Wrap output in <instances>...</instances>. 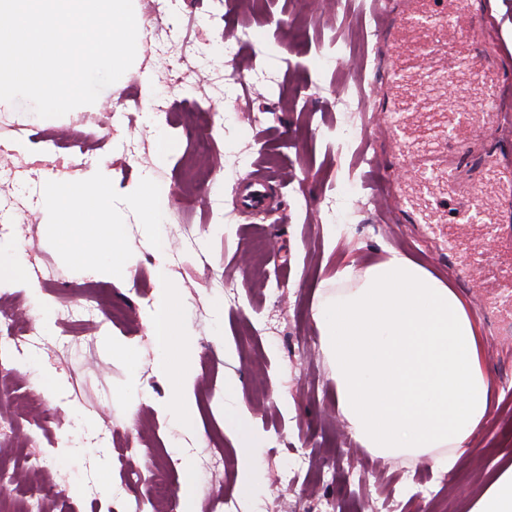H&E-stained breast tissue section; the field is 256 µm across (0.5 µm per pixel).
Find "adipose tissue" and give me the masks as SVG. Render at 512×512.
<instances>
[{"mask_svg": "<svg viewBox=\"0 0 512 512\" xmlns=\"http://www.w3.org/2000/svg\"><path fill=\"white\" fill-rule=\"evenodd\" d=\"M338 290L313 319L336 364L338 406L352 438L381 456L432 453L434 471H451L493 407V380L471 307L443 280L396 250L355 275L336 273ZM240 389L224 378V431L240 450L238 470L254 478L264 440ZM468 512H512V465Z\"/></svg>", "mask_w": 512, "mask_h": 512, "instance_id": "ef3b65f1", "label": "adipose tissue"}]
</instances>
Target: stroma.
I'll use <instances>...</instances> for the list:
<instances>
[{
    "label": "stroma",
    "instance_id": "stroma-1",
    "mask_svg": "<svg viewBox=\"0 0 512 512\" xmlns=\"http://www.w3.org/2000/svg\"><path fill=\"white\" fill-rule=\"evenodd\" d=\"M172 0L157 15L152 0H135L143 38L124 81L104 89L90 106L57 118L0 112V143L11 150L14 175H0V201L28 192L31 204L0 223V243H28L31 285L19 286L0 272V293L13 308L42 307L52 317L49 334L12 341V375L0 402L35 394L57 415L38 446L48 458V474H31L13 488L23 498L31 486L58 487L52 512H126L147 486L125 484L127 472L144 468L141 448L129 447L142 418L157 429L153 445L168 466L163 478L173 493L193 494L201 512L232 501V512H293L300 500L333 507L354 503L362 512H468V506L500 470L512 464V311L493 298L489 268L512 255L489 256L488 267L473 255L496 238L493 205L506 190L481 159L498 148L503 135L489 132L474 152L476 162L452 185L479 222L381 224L368 187L365 154L387 155L389 146L372 123L375 40H354L349 24L375 27V0H344L340 11L306 8L302 0ZM211 14L210 26L188 29L190 13ZM480 12L497 63L512 72V0H482ZM180 62L170 74L159 60ZM159 77V97L171 110L161 127L145 123L134 109L144 98L140 76ZM488 88L451 79L437 98L450 122L471 112ZM220 112L224 124L213 132L217 146L199 158L203 178L219 179L223 197L183 209V157L202 123L201 111ZM352 127L357 138L338 147L336 129ZM107 140H99L101 128ZM173 145L158 161V130ZM80 133V150L63 166L44 148ZM267 167L275 208L241 202L246 175L239 157ZM104 165L115 190L127 194L146 172L169 189L164 234L171 250L170 276L186 313L193 340L195 384L215 388L212 400H197L192 425L175 429L163 411L172 396L167 375L153 366L151 339L143 311L156 293L157 263L142 246L138 219L123 215L132 249L128 274L99 281L89 271L68 269L47 238L48 214L41 202L46 179L79 181L94 165ZM454 247H447V236ZM396 249L449 282L473 309L495 379L494 409L461 454L455 468L434 473L429 457L384 459L350 436L337 407L334 361L322 348L313 308L320 282L351 265L357 270ZM100 283L111 308L94 317L79 314L88 286ZM63 382L55 397L45 375ZM235 375L237 406L246 409L265 436L257 451L258 480L243 482L237 450L224 432L226 375ZM145 388L135 412L123 397ZM287 394V404L273 389ZM81 413L110 448L108 471L95 454L75 453L86 441L73 415ZM81 495H70L71 486Z\"/></svg>",
    "mask_w": 512,
    "mask_h": 512
}]
</instances>
